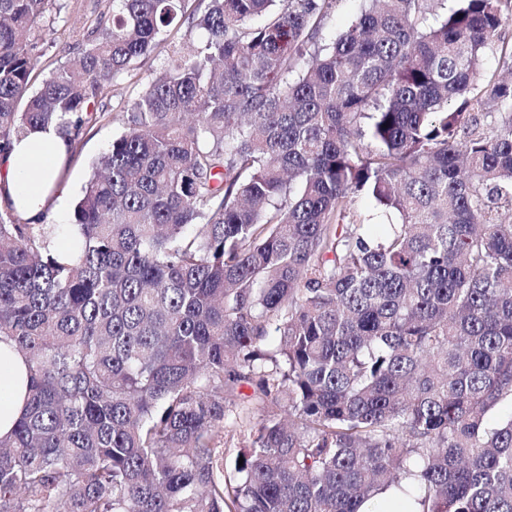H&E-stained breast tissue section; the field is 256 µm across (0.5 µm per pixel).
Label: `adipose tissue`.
I'll return each mask as SVG.
<instances>
[{
    "mask_svg": "<svg viewBox=\"0 0 512 512\" xmlns=\"http://www.w3.org/2000/svg\"><path fill=\"white\" fill-rule=\"evenodd\" d=\"M66 157L64 137L53 126L13 140L10 149L0 153V202L25 218L37 219L50 201ZM27 386L24 358L11 341L0 340V437L10 433L21 416Z\"/></svg>",
    "mask_w": 512,
    "mask_h": 512,
    "instance_id": "adipose-tissue-1",
    "label": "adipose tissue"
}]
</instances>
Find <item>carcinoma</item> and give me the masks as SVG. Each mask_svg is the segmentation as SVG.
I'll return each instance as SVG.
<instances>
[{
  "label": "carcinoma",
  "instance_id": "carcinoma-1",
  "mask_svg": "<svg viewBox=\"0 0 512 512\" xmlns=\"http://www.w3.org/2000/svg\"><path fill=\"white\" fill-rule=\"evenodd\" d=\"M54 2L0 0V151L104 118L174 23L206 40L72 223L0 210V339L30 377L0 512H360L393 488L512 512V77L482 68L512 0L435 26L434 0H360L330 39L333 0H112L34 90ZM255 413L230 472L215 440Z\"/></svg>",
  "mask_w": 512,
  "mask_h": 512
}]
</instances>
